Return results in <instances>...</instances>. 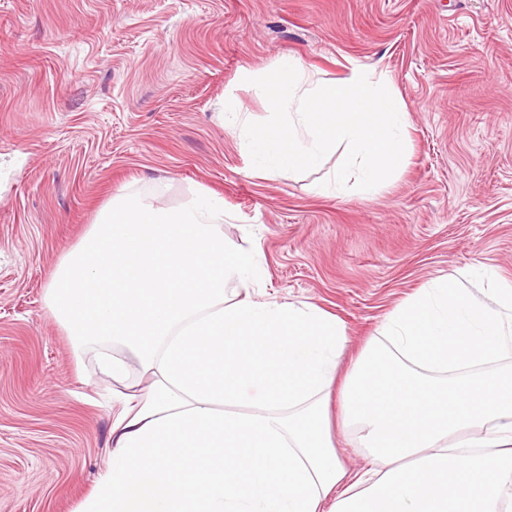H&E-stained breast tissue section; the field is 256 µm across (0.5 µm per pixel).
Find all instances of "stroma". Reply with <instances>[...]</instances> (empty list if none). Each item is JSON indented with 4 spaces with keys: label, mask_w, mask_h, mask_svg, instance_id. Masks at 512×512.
Masks as SVG:
<instances>
[{
    "label": "stroma",
    "mask_w": 512,
    "mask_h": 512,
    "mask_svg": "<svg viewBox=\"0 0 512 512\" xmlns=\"http://www.w3.org/2000/svg\"><path fill=\"white\" fill-rule=\"evenodd\" d=\"M313 85L385 73L406 162L370 197L317 194L340 164L253 172L226 102L281 55ZM224 201L227 242L265 255L259 300L343 321L348 369L432 280L512 281V0H0V512H81L110 447L112 387L44 297L112 200Z\"/></svg>",
    "instance_id": "stroma-1"
}]
</instances>
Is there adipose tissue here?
Instances as JSON below:
<instances>
[{
	"instance_id": "adipose-tissue-1",
	"label": "adipose tissue",
	"mask_w": 512,
	"mask_h": 512,
	"mask_svg": "<svg viewBox=\"0 0 512 512\" xmlns=\"http://www.w3.org/2000/svg\"><path fill=\"white\" fill-rule=\"evenodd\" d=\"M222 204L111 202L57 266L46 304L121 393L83 512H512V284L447 280L400 304L341 387L348 469L327 397L347 342L316 306L256 301L259 246H227ZM333 443L335 448L338 449L340 457L350 469L356 470L363 465L364 449L356 447L351 435L342 433L337 427Z\"/></svg>"
}]
</instances>
